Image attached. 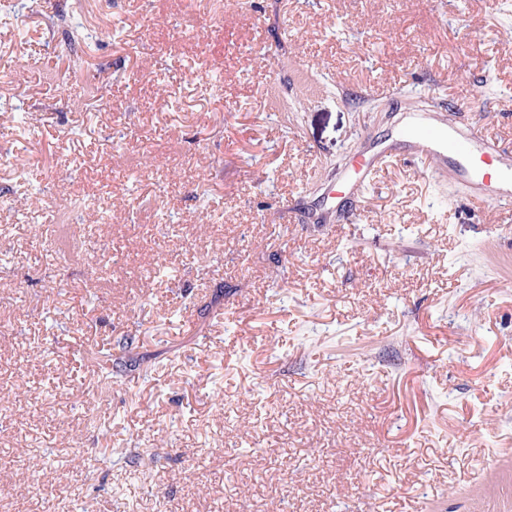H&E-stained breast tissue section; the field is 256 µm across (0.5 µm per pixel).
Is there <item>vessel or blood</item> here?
<instances>
[{"label":"vessel or blood","mask_w":512,"mask_h":512,"mask_svg":"<svg viewBox=\"0 0 512 512\" xmlns=\"http://www.w3.org/2000/svg\"><path fill=\"white\" fill-rule=\"evenodd\" d=\"M396 154L431 163L433 173L442 177L447 175L449 163H456L470 184V200L477 207L512 203V164L506 161L507 152L479 129L458 134L441 126L403 128L393 150L360 159V178L353 183V190L363 192L372 172Z\"/></svg>","instance_id":"b4317fda"}]
</instances>
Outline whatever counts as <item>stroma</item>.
I'll use <instances>...</instances> for the list:
<instances>
[{
    "instance_id": "35a3bbf8",
    "label": "stroma",
    "mask_w": 512,
    "mask_h": 512,
    "mask_svg": "<svg viewBox=\"0 0 512 512\" xmlns=\"http://www.w3.org/2000/svg\"><path fill=\"white\" fill-rule=\"evenodd\" d=\"M1 103L0 512H512V207L325 193L512 143V0H15ZM397 154L414 162L434 163L431 172L440 177H447L448 158L452 159L458 171L467 177L470 200L477 207L512 203V188L503 186V183L512 184V167L507 163V151L480 129L456 134L441 126L403 128L393 150L360 159V178L350 188L362 193L370 184L372 172Z\"/></svg>"
}]
</instances>
